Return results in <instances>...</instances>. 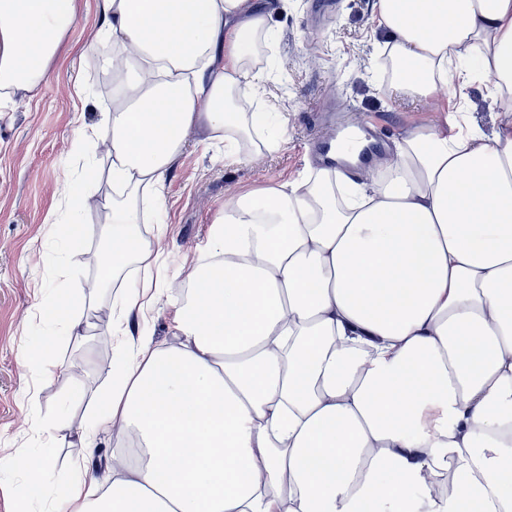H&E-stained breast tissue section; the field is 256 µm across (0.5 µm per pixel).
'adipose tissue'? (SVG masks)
I'll return each mask as SVG.
<instances>
[{
  "mask_svg": "<svg viewBox=\"0 0 512 512\" xmlns=\"http://www.w3.org/2000/svg\"><path fill=\"white\" fill-rule=\"evenodd\" d=\"M391 82L426 97L490 83L512 110V0H377ZM96 40L122 85L104 117L114 192L95 205L112 234L104 300L122 295L112 384L84 433L122 453L110 480L76 459L60 512H512V123L486 134L443 113L393 140L369 180L362 145L299 182L224 203L211 263L192 260L173 343L130 337L131 316L179 281L158 259L164 226L140 200L189 131L251 138L249 66L269 36L252 0H100ZM76 0H0V104L37 94Z\"/></svg>",
  "mask_w": 512,
  "mask_h": 512,
  "instance_id": "obj_1",
  "label": "adipose tissue"
}]
</instances>
